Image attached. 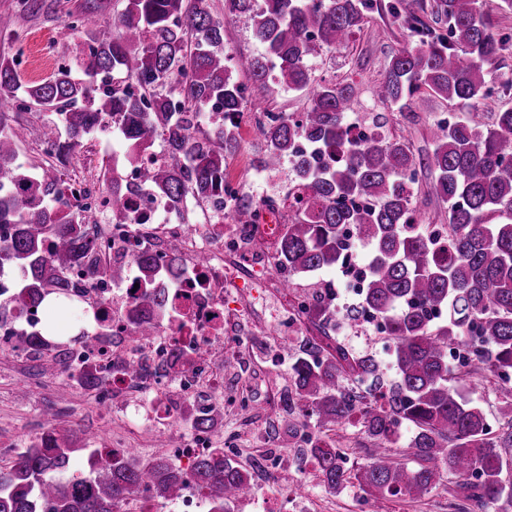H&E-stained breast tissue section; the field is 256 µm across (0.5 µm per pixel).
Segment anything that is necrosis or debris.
<instances>
[{
  "mask_svg": "<svg viewBox=\"0 0 512 512\" xmlns=\"http://www.w3.org/2000/svg\"><path fill=\"white\" fill-rule=\"evenodd\" d=\"M283 232V225L265 212L254 224L210 223L200 233L187 213L169 211L160 196L139 193L133 210L113 215L96 237L97 264L66 272L73 284L70 298L92 314L94 329L92 345L66 344L62 376L74 382L95 375L100 380L98 399L122 414L137 405L141 394H149L144 418L161 430L191 404L204 410L249 409L255 389L242 384L239 374L252 368L258 349L255 312L267 313L266 324L276 336H293L310 304L306 297L270 302ZM144 252L162 272L157 286L166 292L168 306L152 315V336L134 339L129 313L138 292L133 282L115 284L112 270L134 265ZM0 302L9 306L0 321V346L27 355L19 339L39 333L43 310L32 308L8 285L0 287ZM133 361L141 366L135 375L128 371ZM235 444L233 438L192 428L180 434L169 452L188 463L221 446L234 449ZM307 467L300 456L268 450L259 467L268 502L280 503L281 473L301 476Z\"/></svg>",
  "mask_w": 512,
  "mask_h": 512,
  "instance_id": "1",
  "label": "necrosis or debris"
}]
</instances>
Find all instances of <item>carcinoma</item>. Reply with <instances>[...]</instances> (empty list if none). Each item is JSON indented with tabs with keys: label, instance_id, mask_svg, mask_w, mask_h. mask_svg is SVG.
<instances>
[{
	"label": "carcinoma",
	"instance_id": "carcinoma-1",
	"mask_svg": "<svg viewBox=\"0 0 512 512\" xmlns=\"http://www.w3.org/2000/svg\"><path fill=\"white\" fill-rule=\"evenodd\" d=\"M101 5L89 0L71 27L83 28L77 66L63 67L49 80L22 84L18 60L0 56V106L46 112L44 141L57 165L18 162L22 133L0 112V275L20 271L16 288L30 304L67 295L64 272L97 262L91 248L98 218L85 213L61 167L89 136L112 119L122 143L148 154L160 139L167 160L147 162L141 183L131 187L112 175V209H129L130 196L150 190L180 211L192 199L216 220L254 224L273 198L238 193L224 196V168L239 148L237 126L221 121L209 131L212 112L224 117L270 112L278 87L305 91L307 109L278 125L256 121L264 148L257 170L279 172L291 164L289 211L277 256L283 286L342 263L343 236L352 228L367 248L363 298L384 322L385 365L357 348L349 336H331L323 324L327 307L314 305L309 321L319 335L301 344L283 339L292 355L286 412L289 438L313 427L321 435L352 426L372 446L371 461L349 469L339 446L315 442L304 449L324 488L339 493L358 486L365 500L395 502L421 498L443 473L455 479L448 491L453 512H512V481L503 478L512 459V108L485 121L479 104L492 91L485 67L508 49L485 0H435L446 33L408 6H390L393 22L412 41L389 60L375 84V103L409 110L427 90L463 108L462 116L434 121L433 150L416 161L402 137L386 130L387 117L371 113L377 133L351 136L349 117L361 109L351 83L315 77L312 58L344 45L367 20L372 0H224V15L252 22L265 52L234 57L224 46V22L209 0H125L114 31L98 30ZM424 168L436 173L433 189L445 204L435 224L414 217V186ZM55 251L45 250L49 237ZM141 281L136 307L161 309L166 296L153 287L154 259L136 260ZM442 311L443 319L432 314ZM44 324L25 346L52 351L41 356L45 371L59 364L62 343ZM467 353L461 366L448 350ZM477 380L493 387L487 409L465 399L457 385ZM186 420L214 428L216 411ZM408 436L402 458L392 450ZM75 428H49L8 459L0 458V512H117L149 490L171 501L187 472L163 458L132 465L101 460L88 448L91 474L66 479L78 451ZM192 478L205 488L209 512L251 493L248 472L216 448L195 460Z\"/></svg>",
	"mask_w": 512,
	"mask_h": 512
}]
</instances>
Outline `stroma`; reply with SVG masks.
<instances>
[{
    "label": "stroma",
    "mask_w": 512,
    "mask_h": 512,
    "mask_svg": "<svg viewBox=\"0 0 512 512\" xmlns=\"http://www.w3.org/2000/svg\"><path fill=\"white\" fill-rule=\"evenodd\" d=\"M85 0H44L43 8L34 14L20 10L18 0H0V14L11 17L12 35L0 37V54H19L18 73L21 82L43 81L57 72L59 64L75 66L82 33L71 28L69 16L80 11ZM392 0H373L374 7L363 28L348 46L317 59L320 76L339 82L353 83L362 102H369L372 87L383 77L390 57L409 37L407 31L394 25L388 12ZM215 17L224 21V43L227 50L245 55H258L262 46L253 38L251 24L243 18L224 14V0H210ZM51 42L52 53L42 50L43 42ZM486 78L493 93L484 99L480 108L485 117L512 108V48L486 69ZM454 106L430 94L422 95L413 111L388 112L387 129L408 140L417 160H425L432 150L429 129L442 113H454ZM119 148L117 134H102L88 140L73 155L68 174L96 182L98 174L90 162L92 155H105ZM261 148L260 140L250 128L240 131V151L229 165V176L244 182L246 191L255 196L284 194L288 189V173L280 171L275 177L256 171L252 161ZM63 378L59 373L41 372L33 361L18 357L0 348V441L12 450L25 448L28 442L47 431L49 425L75 428L84 432L89 448L110 446L114 437H122L130 462L139 463L153 456L165 455V436L146 427L140 418L126 421L104 420V408L92 392L72 389L66 402H59L58 388ZM221 430L237 437L233 459L250 467L265 447L290 452L293 444L287 435L273 432L270 412L255 408L242 415L227 413ZM280 480L289 495L305 502L307 512H372L371 503L362 499L358 488L348 487L341 493L326 492L313 478L296 479L281 474Z\"/></svg>",
    "instance_id": "1"
}]
</instances>
